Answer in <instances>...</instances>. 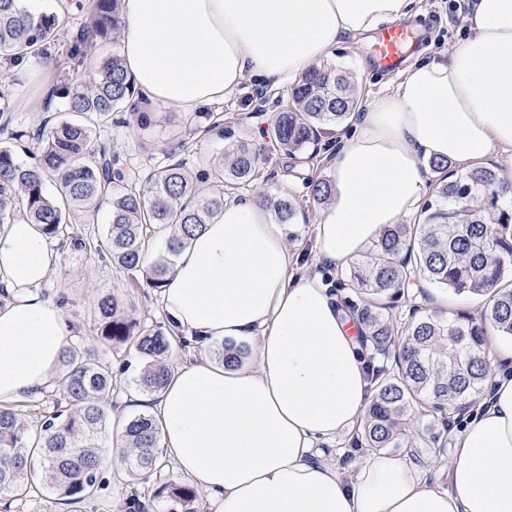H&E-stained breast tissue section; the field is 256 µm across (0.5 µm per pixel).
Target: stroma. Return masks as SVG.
<instances>
[{"label": "stroma", "mask_w": 512, "mask_h": 512, "mask_svg": "<svg viewBox=\"0 0 512 512\" xmlns=\"http://www.w3.org/2000/svg\"><path fill=\"white\" fill-rule=\"evenodd\" d=\"M453 0H416L418 13L409 19L412 39L408 54L426 59L433 52L448 49L466 35L463 22L449 19ZM92 0H33L34 11L57 14L58 35L41 53L17 66L0 62V146L13 149L19 162H31L38 152L34 132L47 121L65 119L64 102L48 98L47 92L59 84L69 62L73 31L91 9ZM374 37L363 40L345 39L332 49L328 62L346 72L361 92L364 101H371L385 91L395 80L392 70L379 68L372 56ZM257 79L249 77L227 96L223 103L214 105L223 123L211 127L204 114H187L160 103H153L136 95L115 110L109 122L94 127L93 138L112 145L120 157L125 171L147 175L154 169L170 163L182 162L192 171L208 168L219 161L225 150L240 142H254L255 130H264L260 139L265 146H272L274 139L267 131L272 119L287 101V91L270 88L264 100L250 101L257 88ZM337 145L335 126H327L317 145V156L303 151L294 155L273 154L262 165L256 185L235 188L239 197H255L257 190L284 189L286 196L297 205V222L289 236L298 262L314 265V224L322 209L316 203L308 185L316 178L330 175L327 158ZM110 205H102L92 214H75L71 217L72 232L89 239L90 250L58 248L57 271L44 288L72 322L74 346L85 349L91 341L95 325L96 304L99 297L111 293L122 297L132 306L135 317L147 324L167 331L170 351L166 362L176 366L187 355H204L220 361L224 358V343L216 340L207 345H197L184 335L170 332L164 316L159 292L146 287L142 277H131L113 268L110 261L102 259L96 250L104 240L110 222ZM116 390L112 396L111 412L118 416L129 415V404L134 394L143 392L142 376L146 360L135 349L127 346L113 347L110 353ZM102 475L109 480L110 492L92 499L67 504L46 489L30 493L21 504L22 512H116L119 504L134 492L150 488L155 476L149 472L129 476L120 465L104 468Z\"/></svg>", "instance_id": "1"}]
</instances>
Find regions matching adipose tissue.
Wrapping results in <instances>:
<instances>
[{
    "label": "adipose tissue",
    "instance_id": "adipose-tissue-1",
    "mask_svg": "<svg viewBox=\"0 0 512 512\" xmlns=\"http://www.w3.org/2000/svg\"><path fill=\"white\" fill-rule=\"evenodd\" d=\"M413 0H122L125 69L147 99L190 112L252 75L298 80L345 38L412 15ZM469 36L414 61L376 96L329 162L319 261L343 268L389 224L413 218L428 161L512 159V0H470ZM289 225L228 197L185 240L160 290L170 327L252 347L247 363L194 357L139 398L153 455L209 497L211 512H512V373L453 433L446 482L373 452L350 471L318 446L361 421L374 366L321 272L296 270ZM57 254L26 217L0 225V407L54 386L72 336L42 291Z\"/></svg>",
    "mask_w": 512,
    "mask_h": 512
}]
</instances>
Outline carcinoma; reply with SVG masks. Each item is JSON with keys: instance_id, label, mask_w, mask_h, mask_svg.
Masks as SVG:
<instances>
[{"instance_id": "1", "label": "carcinoma", "mask_w": 512, "mask_h": 512, "mask_svg": "<svg viewBox=\"0 0 512 512\" xmlns=\"http://www.w3.org/2000/svg\"><path fill=\"white\" fill-rule=\"evenodd\" d=\"M53 13H20L14 0H0V58L19 65L28 54L40 51L55 33ZM122 29L120 0H93L89 22L77 34L70 57L81 59L85 44L94 38H117ZM135 91L120 54H112L89 80L73 87L58 84L51 93L64 99L73 119L40 126L36 139L39 155L32 164L15 159L0 147V221L15 199L25 201V216L43 225L46 235L77 249L87 242L67 232L69 213L96 212L103 201L111 205L107 257L112 266L129 274L140 273L151 288H161L184 238L211 223L224 207V195L203 196L200 175L182 163L160 167L144 190L132 176L115 167L117 157L104 142L92 140L91 127L105 123ZM362 105L361 93L336 65L312 66L289 90L286 107L275 118V146L291 155L318 140L322 127L339 125ZM261 152L240 142L224 153L210 176L225 185H246L257 179ZM435 174V203L428 205L416 224H390L364 258L350 269L349 278L361 297L353 305L363 322V340L374 352L395 364L381 370L354 445L361 448H400L414 414L426 419L427 431L437 423L446 428L455 416L484 394L491 373L485 325L512 336V205L504 195L500 168L481 165L458 173L448 161L431 160ZM54 180L60 194L47 193ZM331 183L313 180L310 194L329 201ZM281 224H293L294 202L262 195ZM168 258L145 266L149 245L162 230ZM424 278L458 295H487L491 304L478 320L465 312L449 315L412 308L411 318L396 322L386 310L391 300L405 294L410 283ZM93 342L101 353L86 358L74 346L61 353L64 369L56 387L46 395L47 415L40 429L30 434L24 404L0 408V495L13 501L25 497L42 479L60 500L77 503L98 495L106 482L100 478L99 437L112 403V362L109 352L117 344L133 346L148 360L144 387L156 393L168 377L170 342L163 331L128 314L114 295L97 303ZM151 416L137 414L126 430L123 458L130 473L155 474L149 495L125 499V512H145L156 500L168 512H199L198 491L188 483L176 484L162 475L150 452L158 438ZM40 454L42 476L31 470L29 457Z\"/></svg>"}]
</instances>
